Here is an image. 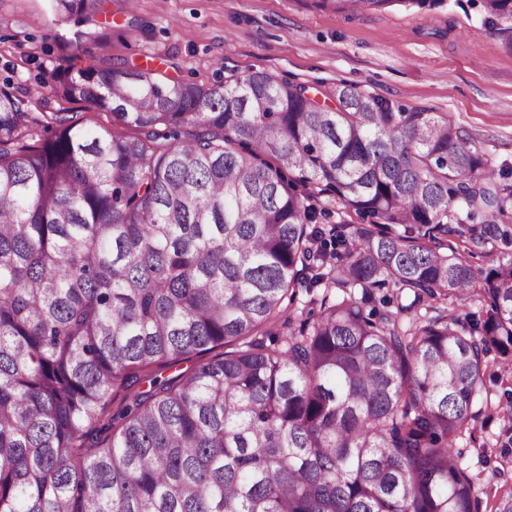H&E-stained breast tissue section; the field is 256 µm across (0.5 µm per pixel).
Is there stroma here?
Instances as JSON below:
<instances>
[{"label": "stroma", "instance_id": "stroma-1", "mask_svg": "<svg viewBox=\"0 0 512 512\" xmlns=\"http://www.w3.org/2000/svg\"><path fill=\"white\" fill-rule=\"evenodd\" d=\"M112 56L205 85L254 71L313 87L346 83L396 106L443 112L478 150L512 170V51L478 9L457 0L343 12L318 0H108L98 21L81 23L51 0H0V81L39 88L40 112L80 127L111 125L100 110L56 94L62 57ZM484 400L454 452L483 490L490 512L512 490V369L485 367Z\"/></svg>", "mask_w": 512, "mask_h": 512}]
</instances>
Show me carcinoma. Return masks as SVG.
Masks as SVG:
<instances>
[{"instance_id":"cac0c4a2","label":"carcinoma","mask_w":512,"mask_h":512,"mask_svg":"<svg viewBox=\"0 0 512 512\" xmlns=\"http://www.w3.org/2000/svg\"><path fill=\"white\" fill-rule=\"evenodd\" d=\"M477 2L512 50V0ZM55 91L136 135L0 85V512H480L452 448L488 356L512 365V254L476 269L451 238L512 244L509 172L444 113L346 84L108 57ZM323 194L377 223L325 236ZM390 287L412 308L477 296L482 317L404 324L376 308ZM302 288L322 289L314 320Z\"/></svg>"}]
</instances>
